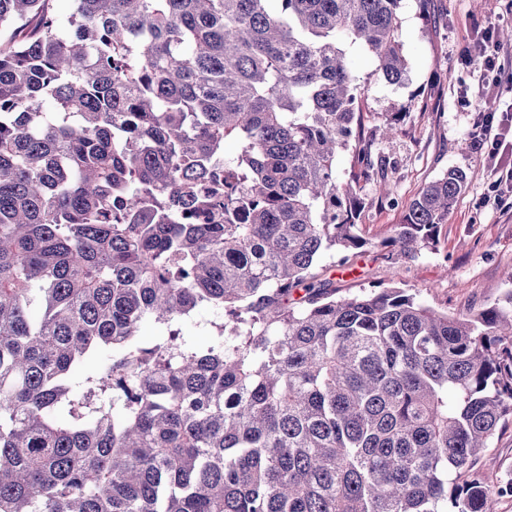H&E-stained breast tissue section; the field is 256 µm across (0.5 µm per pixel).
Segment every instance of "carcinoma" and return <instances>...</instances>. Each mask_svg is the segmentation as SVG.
Segmentation results:
<instances>
[{
	"label": "carcinoma",
	"mask_w": 512,
	"mask_h": 512,
	"mask_svg": "<svg viewBox=\"0 0 512 512\" xmlns=\"http://www.w3.org/2000/svg\"><path fill=\"white\" fill-rule=\"evenodd\" d=\"M52 2L0 0V512H494L512 290L450 317L316 268L366 245L359 181L392 192L349 55L405 83L403 0H74L67 35ZM221 314L215 312L209 306L199 307L191 318L180 322L182 332L195 342L204 344L210 339L212 328L211 322L218 321Z\"/></svg>",
	"instance_id": "carcinoma-1"
}]
</instances>
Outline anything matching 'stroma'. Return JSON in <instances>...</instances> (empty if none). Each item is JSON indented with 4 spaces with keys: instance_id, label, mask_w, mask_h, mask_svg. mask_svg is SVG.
<instances>
[{
    "instance_id": "35a3bbf8",
    "label": "stroma",
    "mask_w": 512,
    "mask_h": 512,
    "mask_svg": "<svg viewBox=\"0 0 512 512\" xmlns=\"http://www.w3.org/2000/svg\"><path fill=\"white\" fill-rule=\"evenodd\" d=\"M507 0H404L401 40L409 60L404 85L391 86L374 76L372 59L362 51L350 57L364 81L366 128L379 125L388 112L404 115L394 144L376 140L392 167L391 201L381 202L364 188L360 229L366 246L350 269L339 254L324 255L318 266L341 293H356L386 283L397 272L402 287L427 305L456 316L496 302L512 282V193L497 188L483 156L470 147L480 113L501 112L504 94L478 96L481 69L468 49L474 24L512 28ZM451 168L466 171L468 183L441 225L433 247L407 252L388 246L393 225L401 223L419 189ZM481 471L501 483L512 482V425L485 448Z\"/></svg>"
}]
</instances>
